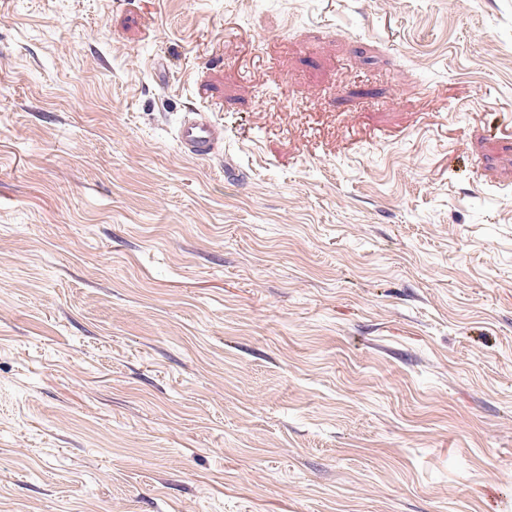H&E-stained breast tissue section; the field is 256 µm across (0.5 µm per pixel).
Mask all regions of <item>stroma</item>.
Returning a JSON list of instances; mask_svg holds the SVG:
<instances>
[{"label":"stroma","instance_id":"obj_1","mask_svg":"<svg viewBox=\"0 0 512 512\" xmlns=\"http://www.w3.org/2000/svg\"><path fill=\"white\" fill-rule=\"evenodd\" d=\"M0 512H512V0H0ZM175 138L185 155L210 159L224 144V129L206 112H187L176 128Z\"/></svg>","mask_w":512,"mask_h":512}]
</instances>
